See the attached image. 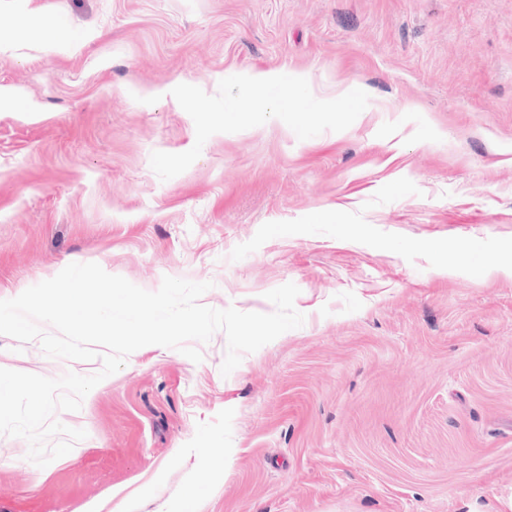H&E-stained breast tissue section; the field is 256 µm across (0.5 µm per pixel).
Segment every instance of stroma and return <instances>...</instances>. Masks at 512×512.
I'll return each mask as SVG.
<instances>
[{"instance_id": "stroma-1", "label": "stroma", "mask_w": 512, "mask_h": 512, "mask_svg": "<svg viewBox=\"0 0 512 512\" xmlns=\"http://www.w3.org/2000/svg\"><path fill=\"white\" fill-rule=\"evenodd\" d=\"M510 259L512 0H0V300L96 263L305 317L226 377L221 331L136 350L47 466L0 435V512H512ZM42 9L30 12L26 21L20 25L13 34L14 39L18 41H29L43 39L45 32V22L42 16Z\"/></svg>"}]
</instances>
